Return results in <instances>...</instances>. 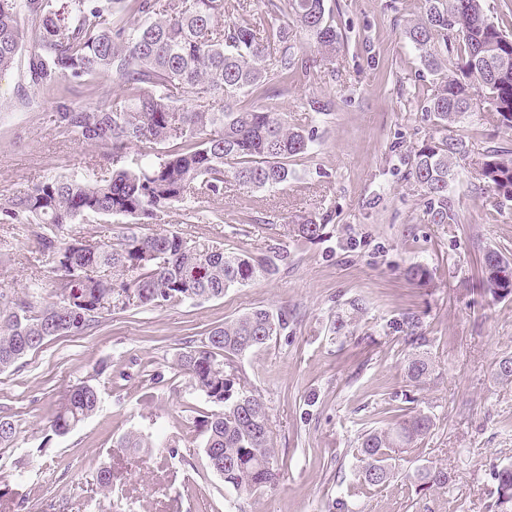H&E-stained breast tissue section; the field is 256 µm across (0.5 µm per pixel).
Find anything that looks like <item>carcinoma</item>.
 <instances>
[{
    "mask_svg": "<svg viewBox=\"0 0 512 512\" xmlns=\"http://www.w3.org/2000/svg\"><path fill=\"white\" fill-rule=\"evenodd\" d=\"M270 21L257 22L259 7ZM423 13L407 36L435 89L425 116L438 138L425 143L408 176L426 198L435 224H456L448 194L459 179V162L470 160L478 179L501 202L512 201V152L473 144L455 128L477 112H490L512 130V35L488 16L483 0H422ZM329 54L342 36L329 18L326 0H70L67 20L54 0H0V73L18 68L55 104L59 132L98 149L111 173L79 171L47 176L25 192L0 202V224L35 237L47 279L0 291V370L8 369L53 337L83 331L115 311L163 307L224 296L279 271L274 258L225 251L178 231L146 234L139 226L160 214L190 210L204 196H224L234 180L253 189L286 186L290 162L310 152L313 135L288 125L285 113L260 104L272 81L285 84L296 66L298 34ZM111 75V90L99 82ZM95 101L70 98L71 84ZM250 96L259 104L239 106ZM123 216L126 231L96 241L73 225ZM288 233L306 240L328 235L327 225L303 219ZM483 293L493 301L512 296V259L488 250L481 266ZM406 386L423 389L435 372L431 340L421 317L402 314ZM288 330V314L258 308L210 331L177 359L195 391L219 407L199 420L202 448L213 472L237 498L225 512H243L239 499L269 490L278 480L262 395L242 381L233 359L266 345ZM495 378L512 384V355L500 358ZM101 389L88 380L56 405L50 427L57 435L91 417ZM434 415L411 410L385 427L369 428L351 453L358 460L347 493L325 512H356L350 497L382 488L393 478L395 453L430 436ZM16 427L0 418V448L12 444ZM119 447H150L130 432ZM500 512H512V464L494 468ZM405 479L422 491L448 487V471L418 466ZM24 501L18 487L0 485V505Z\"/></svg>",
    "mask_w": 512,
    "mask_h": 512,
    "instance_id": "carcinoma-1",
    "label": "carcinoma"
}]
</instances>
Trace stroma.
<instances>
[{"instance_id": "1", "label": "stroma", "mask_w": 512, "mask_h": 512, "mask_svg": "<svg viewBox=\"0 0 512 512\" xmlns=\"http://www.w3.org/2000/svg\"><path fill=\"white\" fill-rule=\"evenodd\" d=\"M327 6L343 35L339 49L322 54L298 36L297 60L318 65L297 71L276 101L290 126L314 133L310 154L292 163L296 179L261 190L230 182L223 197L196 201L199 223L173 212L144 227L254 256L281 248L287 258L279 273L208 301L113 313L92 329L48 339L0 372V416L17 429L13 446L0 449V482L20 481L30 492L18 512H53L59 504L65 512H224V481L190 441L193 419L214 406L179 373L177 356L256 308L286 312L288 333L236 362L269 407L280 473L274 491L243 499L245 512H323L350 481L358 435L416 408L434 414L432 434L402 455L387 489L358 500L360 512H497L491 472L512 462V384L499 383L493 370L512 355V298L488 301L479 277L487 250L512 252V204L468 172L451 195L458 223L436 224L407 177L408 160L435 135L421 112L433 77L405 35L421 0ZM313 100L326 111H311ZM53 110L19 71L0 74V198L56 172L107 171L90 146L58 134ZM459 132L476 151L512 150V130L489 113L472 116ZM214 213L222 223L211 222ZM304 217L333 225L331 238L289 236L288 222ZM18 247L0 265V289L44 274L33 239L20 237ZM414 265L428 269L426 284L407 279ZM355 299L366 303V314L333 332L337 314ZM408 309L423 318L435 373L407 402L391 398L405 385L407 350L391 322ZM155 372L161 383H150ZM85 379L101 386L98 412L55 435L57 402ZM132 431L155 448H120ZM178 438L185 446L171 447ZM422 464L447 469V489L419 494L407 486L405 471ZM106 466L108 493L100 484Z\"/></svg>"}]
</instances>
